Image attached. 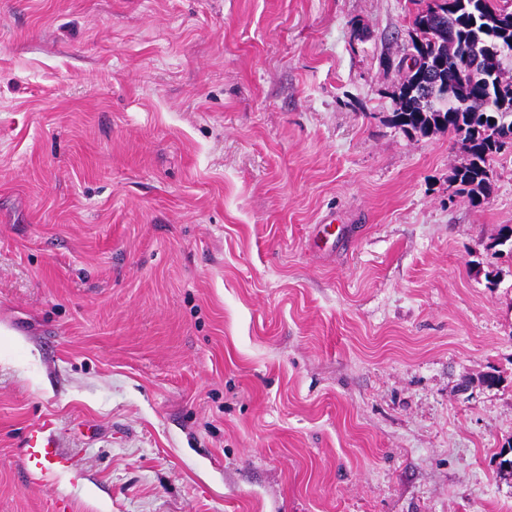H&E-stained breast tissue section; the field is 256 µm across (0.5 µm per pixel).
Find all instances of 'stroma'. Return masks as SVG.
I'll return each instance as SVG.
<instances>
[{"mask_svg":"<svg viewBox=\"0 0 512 512\" xmlns=\"http://www.w3.org/2000/svg\"><path fill=\"white\" fill-rule=\"evenodd\" d=\"M417 9L0 0V512H512V152L389 122ZM21 448L26 468L44 481L52 480L61 469L62 463L55 451L57 444L43 427H31L22 439Z\"/></svg>","mask_w":512,"mask_h":512,"instance_id":"stroma-1","label":"stroma"}]
</instances>
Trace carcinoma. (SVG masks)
<instances>
[{
    "mask_svg": "<svg viewBox=\"0 0 512 512\" xmlns=\"http://www.w3.org/2000/svg\"><path fill=\"white\" fill-rule=\"evenodd\" d=\"M419 43L403 56L398 108L391 121L407 133L444 130L466 158L452 177L454 193L477 207L494 192L492 162L512 131V93L499 84L512 65V0H433L412 21ZM490 248L512 255V225Z\"/></svg>",
    "mask_w": 512,
    "mask_h": 512,
    "instance_id": "carcinoma-1",
    "label": "carcinoma"
}]
</instances>
